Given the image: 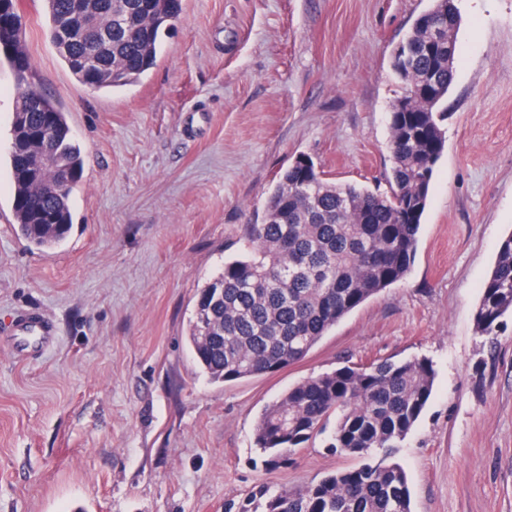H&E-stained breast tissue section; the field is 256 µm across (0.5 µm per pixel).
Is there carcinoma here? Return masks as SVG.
Segmentation results:
<instances>
[{"label":"carcinoma","mask_w":512,"mask_h":512,"mask_svg":"<svg viewBox=\"0 0 512 512\" xmlns=\"http://www.w3.org/2000/svg\"><path fill=\"white\" fill-rule=\"evenodd\" d=\"M47 34L76 79L96 89L137 82L157 61L162 38L182 0H45ZM399 43L408 65L392 70L403 86L406 112L389 113L390 190L330 182L318 166L292 161L269 193L259 224L242 227L247 251L198 292L188 344L214 382L268 375L304 360L346 315L401 281L413 260L430 183L445 146L440 107L458 62L457 0H432ZM21 32L0 44L9 65L28 63ZM11 123L13 211L21 236L53 250L72 228L70 194L83 167L66 114L26 76H20ZM431 81L437 93L422 101L413 88ZM53 116L49 134L42 115ZM29 150L51 154L55 168L37 177L16 159ZM72 176L58 191L45 183L55 170ZM512 314V235L500 244L483 283L474 318L495 335ZM425 358L343 366L307 377L267 405L255 425L265 465L286 460L318 435L326 447L365 459L357 468L297 489H264L239 512H411L406 473L395 460L433 390Z\"/></svg>","instance_id":"obj_1"}]
</instances>
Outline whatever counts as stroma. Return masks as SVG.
Here are the masks:
<instances>
[{
    "instance_id": "obj_1",
    "label": "stroma",
    "mask_w": 512,
    "mask_h": 512,
    "mask_svg": "<svg viewBox=\"0 0 512 512\" xmlns=\"http://www.w3.org/2000/svg\"><path fill=\"white\" fill-rule=\"evenodd\" d=\"M431 0H183L138 82L95 90L17 0L29 79L66 113L83 157L73 228L49 252L17 234L8 165L17 81L0 57V512H236L360 465L315 439L269 467L265 405L304 378L428 359L431 399L397 458L413 512H512V317L474 312L512 235V0H458L459 60L408 275L277 373L213 382L187 342L196 293L243 254L280 170L387 190L393 48ZM36 311L56 339L17 356Z\"/></svg>"
}]
</instances>
